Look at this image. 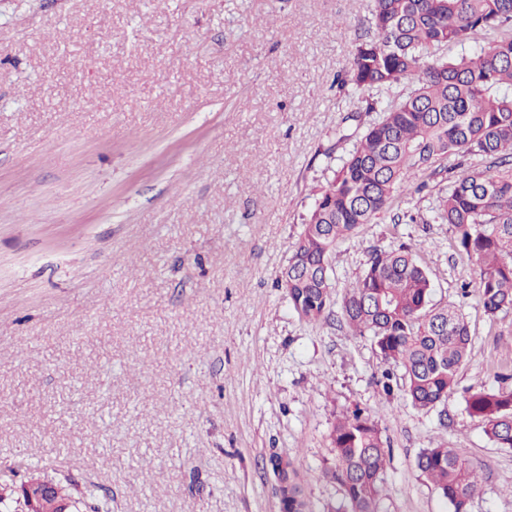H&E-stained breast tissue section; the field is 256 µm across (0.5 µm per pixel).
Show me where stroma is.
I'll list each match as a JSON object with an SVG mask.
<instances>
[{
    "label": "stroma",
    "instance_id": "obj_1",
    "mask_svg": "<svg viewBox=\"0 0 512 512\" xmlns=\"http://www.w3.org/2000/svg\"><path fill=\"white\" fill-rule=\"evenodd\" d=\"M370 0H0V493L33 478L112 512H279L277 455L335 504L329 434L361 409L389 448L384 512H451L415 460L480 467L469 512H512V448L467 411L512 375V311L444 224L381 218L331 256L335 295L373 247L427 266L472 347L439 409L384 392L367 338L307 323L278 282L329 172L411 91L341 80ZM359 121H347L349 113ZM480 158L405 198L428 214Z\"/></svg>",
    "mask_w": 512,
    "mask_h": 512
}]
</instances>
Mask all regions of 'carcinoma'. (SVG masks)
I'll use <instances>...</instances> for the list:
<instances>
[{
	"label": "carcinoma",
	"mask_w": 512,
	"mask_h": 512,
	"mask_svg": "<svg viewBox=\"0 0 512 512\" xmlns=\"http://www.w3.org/2000/svg\"><path fill=\"white\" fill-rule=\"evenodd\" d=\"M372 21L358 32L347 73L354 90L415 83L406 97L382 110L347 156L329 166L331 179L315 198L293 244L280 288L307 322L333 315L330 257L366 224L387 215L393 224L448 225L458 250L480 267V295L494 316L512 310V0H372ZM468 52L443 57L450 45ZM451 155L489 161L457 176L437 196L431 217L402 208L413 177L444 173ZM433 285L408 247L374 248L367 268L343 296L340 320L366 336L388 366L383 390L403 392L416 409L435 408L456 383L470 353L469 323L453 302H432ZM401 371L396 384L394 372ZM469 417L499 448H512V388L475 390ZM332 464L326 477L341 497L331 512H381L389 449L378 421L356 409L337 418L330 433ZM284 484L280 512H316L299 467L271 459ZM415 467L451 506L468 512L479 492L480 467L441 445L424 448ZM32 479L11 492L27 512L79 509L64 489L31 504Z\"/></svg>",
	"instance_id": "carcinoma-1"
}]
</instances>
